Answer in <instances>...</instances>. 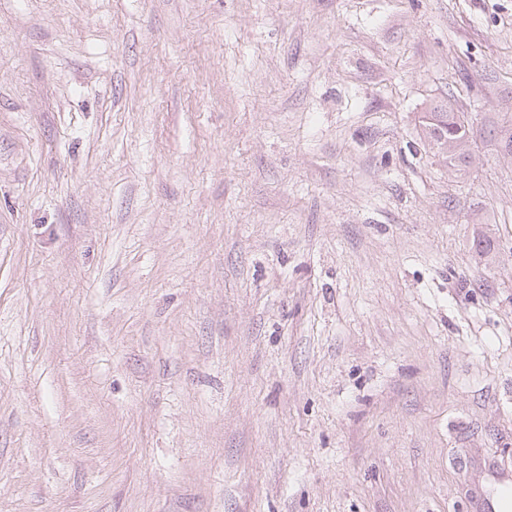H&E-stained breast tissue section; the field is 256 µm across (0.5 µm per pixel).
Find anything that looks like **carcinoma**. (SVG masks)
<instances>
[{"label": "carcinoma", "mask_w": 512, "mask_h": 512, "mask_svg": "<svg viewBox=\"0 0 512 512\" xmlns=\"http://www.w3.org/2000/svg\"><path fill=\"white\" fill-rule=\"evenodd\" d=\"M422 124L431 148L448 158L450 165L468 163L466 147L473 130L463 115L437 105L423 113Z\"/></svg>", "instance_id": "cac0c4a2"}]
</instances>
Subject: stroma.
I'll list each match as a JSON object with an SVG mask.
<instances>
[{"label":"stroma","mask_w":512,"mask_h":512,"mask_svg":"<svg viewBox=\"0 0 512 512\" xmlns=\"http://www.w3.org/2000/svg\"><path fill=\"white\" fill-rule=\"evenodd\" d=\"M510 127L512 0H0V512H471ZM426 137L432 149L448 158L452 166L468 163L466 147L473 134L467 120L459 112L437 105L421 117Z\"/></svg>","instance_id":"stroma-1"}]
</instances>
